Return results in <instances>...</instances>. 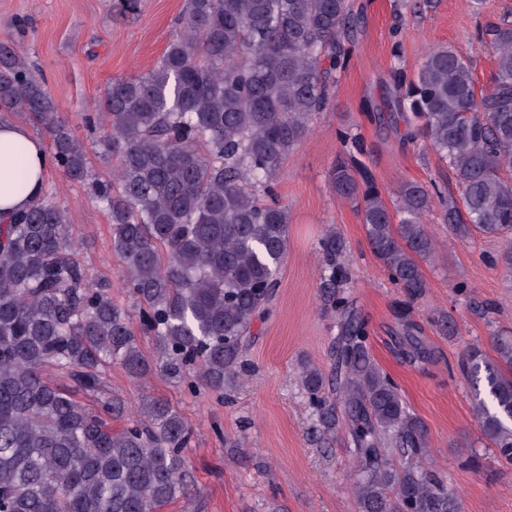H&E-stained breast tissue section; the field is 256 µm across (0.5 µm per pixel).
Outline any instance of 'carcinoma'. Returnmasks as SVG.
Here are the masks:
<instances>
[{
	"label": "carcinoma",
	"instance_id": "carcinoma-1",
	"mask_svg": "<svg viewBox=\"0 0 512 512\" xmlns=\"http://www.w3.org/2000/svg\"><path fill=\"white\" fill-rule=\"evenodd\" d=\"M179 24L148 74L112 80L105 119L82 116L116 160L112 182L92 177L42 83L0 43V112L31 114L49 136L52 164L109 211L139 321L133 330L112 283L80 264L65 212L47 195L0 219V512H156L189 496L191 427L159 398L128 417L106 369L117 361L133 378L157 370L191 394H222L242 381L253 324L274 296L290 224L276 180L329 106L359 14L349 0H185ZM481 39L496 53L486 91L476 92L471 60L449 46L431 49L416 77L396 84L406 121H417L410 138L448 160L467 221L434 186L404 184L392 210L353 157L331 170L332 190L355 203L372 252L411 299L423 295L422 262L436 250L423 220L436 203L456 235L504 240L512 275V177L502 176L512 169V12ZM345 251L336 232L321 239L319 291L339 330L331 380L302 366L316 432L328 444L348 431L359 512H460L446 481L421 465L427 431L370 354L367 326L345 295ZM139 335L151 339L152 358ZM397 345L411 366L435 361L405 312ZM494 350L492 362L480 346L465 348L461 370L481 430L508 463L512 336L495 337ZM47 368L70 387L46 382ZM76 392L95 406H81ZM119 418L126 424L112 429Z\"/></svg>",
	"mask_w": 512,
	"mask_h": 512
}]
</instances>
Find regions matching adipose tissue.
<instances>
[{
	"instance_id": "obj_1",
	"label": "adipose tissue",
	"mask_w": 512,
	"mask_h": 512,
	"mask_svg": "<svg viewBox=\"0 0 512 512\" xmlns=\"http://www.w3.org/2000/svg\"><path fill=\"white\" fill-rule=\"evenodd\" d=\"M25 150L23 160H16L12 147ZM46 154L42 143L23 126L0 123V182L7 191L0 192V214L21 212L40 197L44 189Z\"/></svg>"
}]
</instances>
